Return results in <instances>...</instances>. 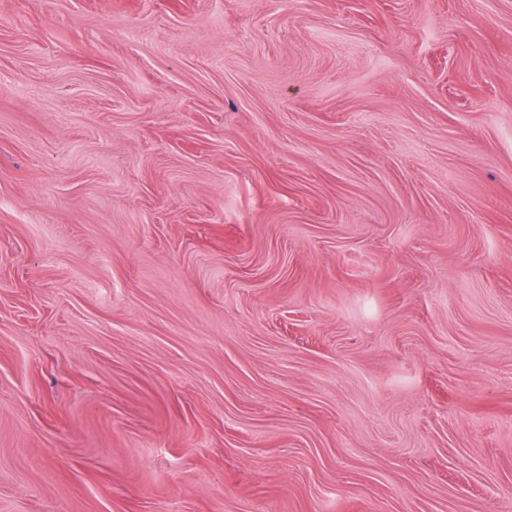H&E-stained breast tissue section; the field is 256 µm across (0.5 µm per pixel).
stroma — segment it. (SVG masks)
<instances>
[{
    "mask_svg": "<svg viewBox=\"0 0 512 512\" xmlns=\"http://www.w3.org/2000/svg\"><path fill=\"white\" fill-rule=\"evenodd\" d=\"M0 512H512V0H0Z\"/></svg>",
    "mask_w": 512,
    "mask_h": 512,
    "instance_id": "obj_1",
    "label": "stroma"
}]
</instances>
